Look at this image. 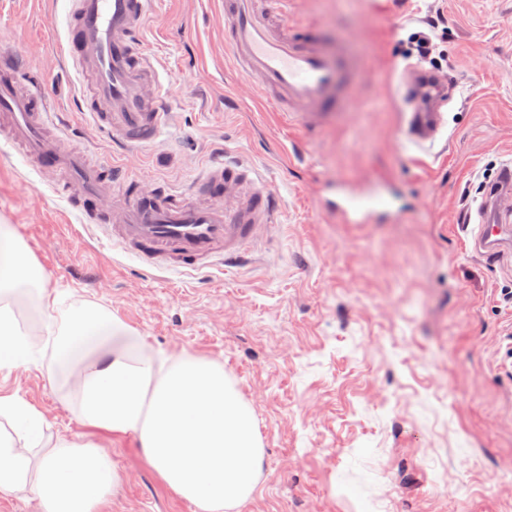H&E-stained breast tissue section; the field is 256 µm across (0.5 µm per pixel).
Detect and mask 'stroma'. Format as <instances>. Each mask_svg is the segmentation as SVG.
<instances>
[{
    "mask_svg": "<svg viewBox=\"0 0 512 512\" xmlns=\"http://www.w3.org/2000/svg\"><path fill=\"white\" fill-rule=\"evenodd\" d=\"M64 0H0L14 44L78 142L120 161L80 112L63 73ZM360 53L344 115L304 132L278 124L224 53V0H160L143 48L178 85L173 125L129 176L189 185L232 153L285 210L258 260L200 278L140 262L99 238L52 176L0 140V224L13 225L60 298L58 318L103 309L155 347L219 361L253 412L262 475L237 512H512V231L498 261L474 249L485 175L512 159V0H293L286 16ZM439 23L447 81L441 155L407 151L400 112L417 56L407 39ZM388 183L391 219L346 224L325 186ZM0 395L81 434L68 388L43 359L0 369ZM106 452L121 477L105 512H196L132 439Z\"/></svg>",
    "mask_w": 512,
    "mask_h": 512,
    "instance_id": "35a3bbf8",
    "label": "stroma"
}]
</instances>
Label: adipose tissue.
Wrapping results in <instances>:
<instances>
[{"label":"adipose tissue","mask_w":512,"mask_h":512,"mask_svg":"<svg viewBox=\"0 0 512 512\" xmlns=\"http://www.w3.org/2000/svg\"><path fill=\"white\" fill-rule=\"evenodd\" d=\"M38 289L62 385L85 432L50 440L43 415L0 396V496L28 489L41 512H100L119 481L102 442L132 438L147 466L197 512H234L253 493L264 450L249 407L217 361L153 347L120 317L57 300L11 225L0 224V369L29 362L11 301L19 278Z\"/></svg>","instance_id":"ef3b65f1"}]
</instances>
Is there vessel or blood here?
Wrapping results in <instances>:
<instances>
[{"mask_svg":"<svg viewBox=\"0 0 512 512\" xmlns=\"http://www.w3.org/2000/svg\"><path fill=\"white\" fill-rule=\"evenodd\" d=\"M61 59L83 82L81 109L122 149L156 143L169 128L170 88L143 53L142 37L157 0H66ZM269 0H224V41L232 66L254 83L258 97L294 128L321 124L340 112L355 84L348 50L328 45L311 28L286 23ZM17 50L0 47V135L36 169L54 172L56 190L78 187L76 208L113 244L144 267L195 273L215 264L232 270L270 233L280 198L259 187L245 161L209 164L192 189L148 186L122 168L94 161L75 143L77 132L50 111L39 83L22 82ZM441 77L430 90V111H403L406 145L434 146L447 125ZM491 215L480 216L477 252L495 258L498 238L512 222V164H504L488 192ZM323 204L347 224H371L386 210L360 189L339 183Z\"/></svg>","mask_w":512,"mask_h":512,"instance_id":"1","label":"vessel or blood"}]
</instances>
